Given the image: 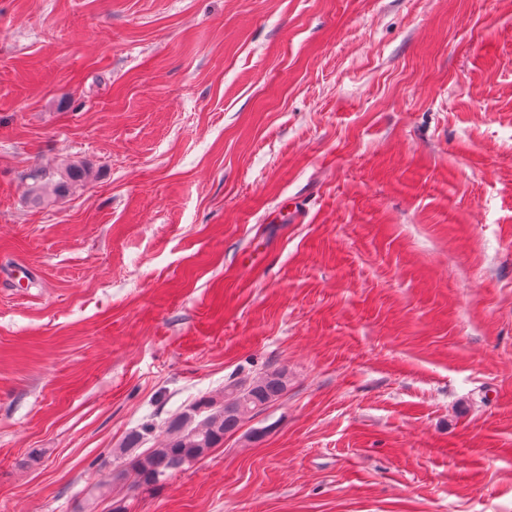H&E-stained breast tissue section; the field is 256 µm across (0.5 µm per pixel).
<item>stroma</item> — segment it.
Here are the masks:
<instances>
[{"instance_id":"35a3bbf8","label":"stroma","mask_w":512,"mask_h":512,"mask_svg":"<svg viewBox=\"0 0 512 512\" xmlns=\"http://www.w3.org/2000/svg\"><path fill=\"white\" fill-rule=\"evenodd\" d=\"M278 368L127 512H512V0H0V512Z\"/></svg>"}]
</instances>
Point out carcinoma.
Returning a JSON list of instances; mask_svg holds the SVG:
<instances>
[{
  "mask_svg": "<svg viewBox=\"0 0 512 512\" xmlns=\"http://www.w3.org/2000/svg\"><path fill=\"white\" fill-rule=\"evenodd\" d=\"M288 389V372L274 369L249 382H231L225 395L202 397L172 418L166 439L142 449L152 428L130 432L118 452L124 465L113 472V481L133 490H153L173 472L195 464L237 431L244 420L277 401Z\"/></svg>",
  "mask_w": 512,
  "mask_h": 512,
  "instance_id": "1",
  "label": "carcinoma"
}]
</instances>
